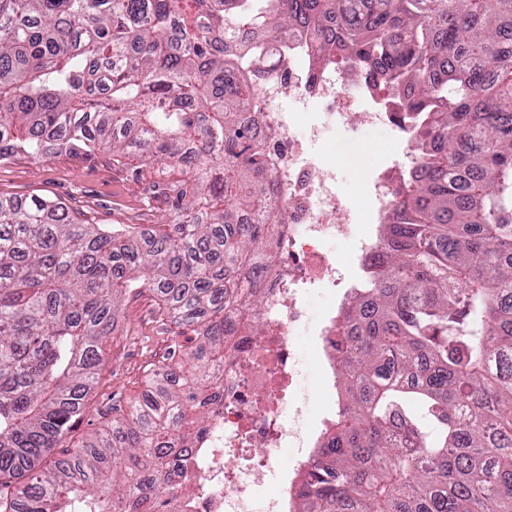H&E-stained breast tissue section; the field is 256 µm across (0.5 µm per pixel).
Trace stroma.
Masks as SVG:
<instances>
[{"label":"stroma","mask_w":512,"mask_h":512,"mask_svg":"<svg viewBox=\"0 0 512 512\" xmlns=\"http://www.w3.org/2000/svg\"><path fill=\"white\" fill-rule=\"evenodd\" d=\"M331 156L342 157L339 178L342 187L360 210H367L368 174L383 166L398 147L388 129L382 127L347 133H329ZM177 168L163 172L138 171L134 160H113L101 153L87 159L60 155L37 160L24 155L0 165V196L28 198L38 196L63 203L79 219L93 224H109L121 229L128 224L148 229L170 212L164 196L148 192L150 182H174L185 179ZM118 318L109 338L97 383L89 394L86 412L74 419L62 446L80 448L86 438L112 417V409L127 405L142 395L150 358L165 355L172 341L183 347L193 344L192 332H179L158 308V296L151 288L121 295ZM296 342L303 353L304 384L311 396L310 419L322 411L337 413L343 398V384L327 373L317 343L310 331L300 332Z\"/></svg>","instance_id":"1"}]
</instances>
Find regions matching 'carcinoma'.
<instances>
[{
  "instance_id": "cac0c4a2",
  "label": "carcinoma",
  "mask_w": 512,
  "mask_h": 512,
  "mask_svg": "<svg viewBox=\"0 0 512 512\" xmlns=\"http://www.w3.org/2000/svg\"><path fill=\"white\" fill-rule=\"evenodd\" d=\"M315 36L421 112L413 175L336 339L344 405L294 512H512V0H0V163L103 149L163 185L147 233L0 197V512H162L224 398L225 337L273 255L250 76ZM148 270L141 282L133 270ZM149 286L195 336L82 447L79 417L123 293Z\"/></svg>"
}]
</instances>
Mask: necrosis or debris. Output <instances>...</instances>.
Instances as JSON below:
<instances>
[{
    "instance_id": "4bbe7bcc",
    "label": "necrosis or debris",
    "mask_w": 512,
    "mask_h": 512,
    "mask_svg": "<svg viewBox=\"0 0 512 512\" xmlns=\"http://www.w3.org/2000/svg\"><path fill=\"white\" fill-rule=\"evenodd\" d=\"M270 54L272 72L255 81L254 117L266 131L267 174L282 188L278 259L260 282L261 306L248 311L253 330L228 339L224 401L206 437L176 464L179 490L169 512H286L294 489L289 473H281L278 491L263 505H256L254 488L272 466L273 449L294 448L298 465H305L319 432L308 420L310 396L294 337L312 328L324 362L337 367L336 311L380 251L377 227L392 223L396 190L409 171L403 159L414 146L418 117L396 111L388 84L369 82L351 59L317 61L304 35L271 42ZM335 125L348 132L384 125L395 135L399 157L369 177L367 212L350 203L321 149ZM334 240L351 241L347 261L329 250ZM309 288L330 291V306L313 326L303 304Z\"/></svg>"
}]
</instances>
